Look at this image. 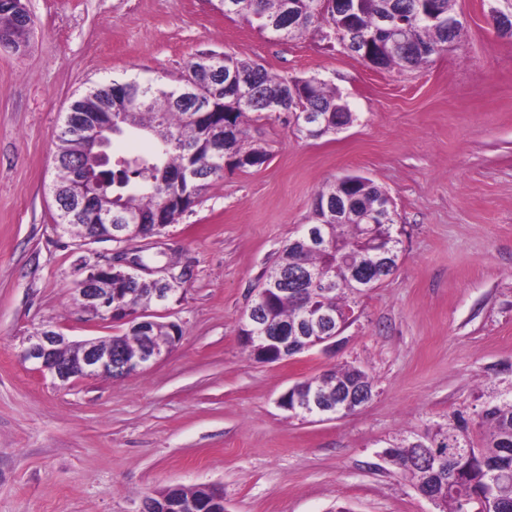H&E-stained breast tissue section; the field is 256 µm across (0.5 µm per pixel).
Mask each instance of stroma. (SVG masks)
Here are the masks:
<instances>
[{"mask_svg": "<svg viewBox=\"0 0 512 512\" xmlns=\"http://www.w3.org/2000/svg\"><path fill=\"white\" fill-rule=\"evenodd\" d=\"M25 3L27 47L0 48V512H140L161 489L198 485L219 487L226 512H438L385 458L387 443L474 411L491 382L512 380V38L489 24V0H453L459 42L404 72L314 31L276 39L217 0ZM202 51L318 78L355 119L317 139L281 112L252 122L263 164L225 169L162 234L127 244L149 270L190 269L151 308L180 326L174 348L123 378L54 385L19 359L35 330H128L74 300L82 261L116 246L56 230L54 132L75 95L179 85ZM349 174L391 197L398 266L359 297L335 349L257 361L239 331L262 273L316 191ZM345 362L373 380L358 411L301 420L280 407L297 382Z\"/></svg>", "mask_w": 512, "mask_h": 512, "instance_id": "1", "label": "stroma"}]
</instances>
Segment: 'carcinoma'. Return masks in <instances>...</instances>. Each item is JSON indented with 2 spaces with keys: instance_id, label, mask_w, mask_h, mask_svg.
<instances>
[{
  "instance_id": "obj_1",
  "label": "carcinoma",
  "mask_w": 512,
  "mask_h": 512,
  "mask_svg": "<svg viewBox=\"0 0 512 512\" xmlns=\"http://www.w3.org/2000/svg\"><path fill=\"white\" fill-rule=\"evenodd\" d=\"M224 15L257 22L262 32L293 39L311 29H326L324 37L341 39L344 49L372 66L399 71L418 68L458 41L463 23L452 9V0H218ZM489 19L501 36L512 38V14L490 7ZM30 18L24 0H0V41L28 42L24 29ZM218 66L198 71L200 57L192 58L183 84L176 87L141 83L95 86L76 97L69 110L82 117L80 132L60 126L55 134V156L64 164L55 167L53 192L74 195L81 190L95 194L98 209L141 215L147 224L127 227L143 236L161 233L196 202L207 181L225 167L260 165L265 153L248 144L246 119L273 112L292 114L295 131L307 138L334 133L354 120L342 96L327 89L316 77L270 75L261 64L230 54L215 55ZM243 74L254 77L244 90L248 102L228 95V85ZM196 85L195 98L206 107L193 109L184 102V88ZM112 113V134H148L156 141L147 155L118 156L93 169L94 184L82 182L80 165L84 142L95 133L100 113ZM355 187L334 181L315 196L309 221L288 241L277 259L263 273L269 297L256 302L259 318L252 335L277 333L295 326L302 337L294 350L336 331L339 317L354 311L356 298L367 285L350 271L379 261L378 251L400 248L395 230L396 212L386 192L365 177ZM162 214L163 223L153 216ZM380 216L376 223L368 219ZM55 222L70 225L77 237L97 232L92 214L74 220L56 214ZM316 232L322 245L307 244L308 231ZM313 272L320 280L302 288L298 296L271 289L280 272ZM112 287L121 289L122 303L131 311L154 304L157 284L138 279L123 269L112 274ZM143 348L141 333L129 329L115 342L121 353ZM372 387L369 376L349 364L334 366L322 375L295 384L288 390V412L312 417L316 391L328 409L346 415L363 406L357 393ZM480 410L457 411L422 435L388 443L387 458L418 492L439 495L442 512H512V381L504 387L491 384L481 392ZM175 492L163 490L145 498L148 512H163Z\"/></svg>"
}]
</instances>
